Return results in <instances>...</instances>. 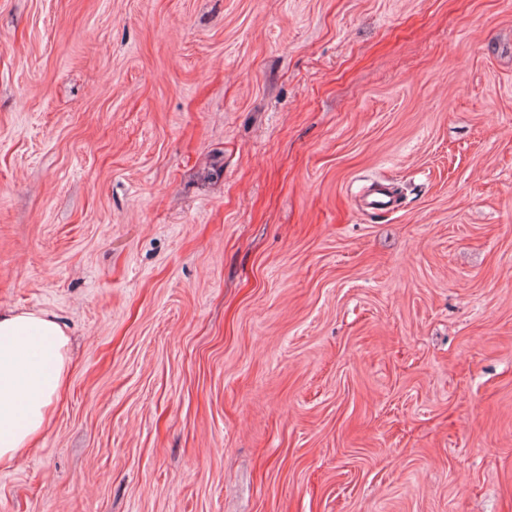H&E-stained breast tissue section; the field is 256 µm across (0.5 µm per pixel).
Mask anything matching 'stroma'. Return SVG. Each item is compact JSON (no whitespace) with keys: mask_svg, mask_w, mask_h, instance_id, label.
<instances>
[{"mask_svg":"<svg viewBox=\"0 0 512 512\" xmlns=\"http://www.w3.org/2000/svg\"><path fill=\"white\" fill-rule=\"evenodd\" d=\"M0 306V512H512V0H0ZM398 197L383 183L371 184L363 197L365 211L372 215L386 214L397 211L400 207ZM69 338L47 313L0 307V464L17 462L48 423Z\"/></svg>","mask_w":512,"mask_h":512,"instance_id":"stroma-1","label":"stroma"}]
</instances>
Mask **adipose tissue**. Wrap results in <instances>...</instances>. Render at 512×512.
Returning <instances> with one entry per match:
<instances>
[{"instance_id": "adipose-tissue-1", "label": "adipose tissue", "mask_w": 512, "mask_h": 512, "mask_svg": "<svg viewBox=\"0 0 512 512\" xmlns=\"http://www.w3.org/2000/svg\"><path fill=\"white\" fill-rule=\"evenodd\" d=\"M69 338L47 313L0 308V464L18 461L45 428L67 369Z\"/></svg>"}]
</instances>
